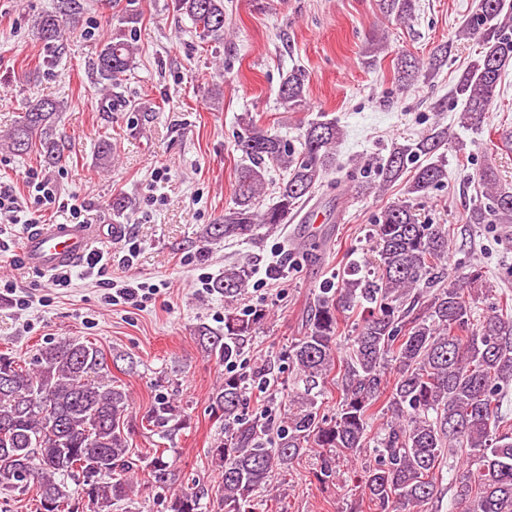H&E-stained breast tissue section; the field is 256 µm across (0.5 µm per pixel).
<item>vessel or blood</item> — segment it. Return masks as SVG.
<instances>
[{
	"mask_svg": "<svg viewBox=\"0 0 512 512\" xmlns=\"http://www.w3.org/2000/svg\"><path fill=\"white\" fill-rule=\"evenodd\" d=\"M125 232L121 224H31L22 238L19 258L29 270L44 276L86 263L95 244Z\"/></svg>",
	"mask_w": 512,
	"mask_h": 512,
	"instance_id": "vessel-or-blood-1",
	"label": "vessel or blood"
}]
</instances>
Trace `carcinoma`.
Listing matches in <instances>:
<instances>
[{
	"mask_svg": "<svg viewBox=\"0 0 512 512\" xmlns=\"http://www.w3.org/2000/svg\"><path fill=\"white\" fill-rule=\"evenodd\" d=\"M200 38L224 36V0H176ZM381 12L402 19L414 0H380ZM80 4L69 0L60 14L36 22L40 39L63 38L76 27ZM136 13L118 19L112 38L96 62L99 77L113 85L131 67L133 45L128 31L139 23ZM456 36L476 39L481 51L459 75L454 94L462 100L461 126L484 123L502 74L512 62V5L506 0H478L472 16ZM399 89L417 80L419 63L397 59ZM305 74L285 76L278 89L290 108L305 105ZM61 103L38 99L3 140L0 149L26 154L40 145L44 162L55 164L61 153L48 140L52 116ZM235 141L244 164L238 171L232 206L202 232L207 240L259 238L293 221L304 203L323 187L336 165V148L344 130L321 115L309 120L296 148L258 124L247 112ZM448 131L435 124L416 140L395 143L382 158L361 165L362 179L353 189L383 190L408 167L406 197L374 218L378 259L372 272L353 265L336 285L320 289L307 317L304 335L288 349L296 371V390L286 420L271 435L269 424L243 416L246 377L224 373L210 397L211 413L224 423V437L210 448L221 473L224 512H253L257 495L271 492L272 473L305 455L317 460L315 477L324 484L336 476V461L353 458L366 447L379 407L388 417L373 461L363 470L371 512H427L439 493L437 474L444 457L456 460L452 475L458 512H512V418L501 402L512 385V304L501 299L478 306L483 285L480 268L469 266L463 282H445L449 258L448 226L420 220L414 201L448 184V164L437 155ZM282 173L271 202H264L270 169ZM479 198L468 208L467 224H512V190L501 185L491 167L478 175ZM244 265H230L212 288L224 294V331L202 324L197 338L220 364L240 356L253 334L269 318L263 307L241 313L234 304L247 286ZM353 311L360 323L347 354L335 351L340 314ZM104 351L89 341L64 337L38 349L32 367L0 354V491L36 490L41 512H112L131 499L133 481L125 473L137 464L149 478L165 484L173 477L165 448H147L130 456L131 396L109 378ZM395 363V375L387 366ZM337 371L339 412L332 420L320 415L317 397ZM145 429L169 439L183 425L175 400L160 396L141 418ZM82 476L81 491L66 479ZM204 493L180 490L170 512H208Z\"/></svg>",
	"mask_w": 512,
	"mask_h": 512,
	"instance_id": "carcinoma-1",
	"label": "carcinoma"
}]
</instances>
